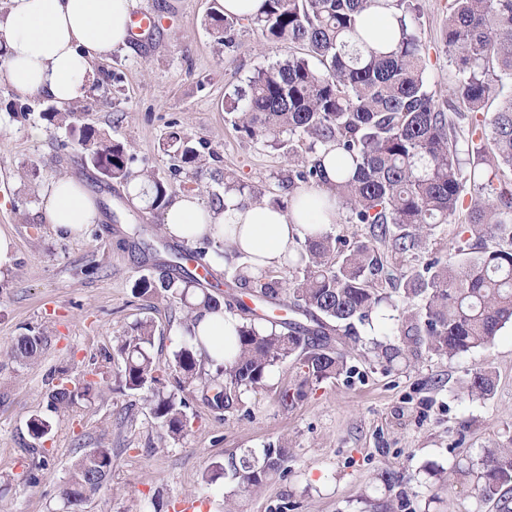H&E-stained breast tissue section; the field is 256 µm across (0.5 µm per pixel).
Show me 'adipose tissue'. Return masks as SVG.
Masks as SVG:
<instances>
[{"label":"adipose tissue","instance_id":"adipose-tissue-1","mask_svg":"<svg viewBox=\"0 0 512 512\" xmlns=\"http://www.w3.org/2000/svg\"><path fill=\"white\" fill-rule=\"evenodd\" d=\"M135 0H7L0 11V48L6 63L0 80L17 96L44 95L68 107L83 99L95 78V66L113 50L126 47L131 36ZM288 211L271 205L224 208L203 206L198 195L178 194L169 202L163 229L173 238L194 242L203 238L231 239L250 262L264 269L285 266L297 238L335 223V210L323 209V190L297 191ZM44 223L70 237L81 236L97 223L98 210L84 186L72 178L53 181L41 201ZM230 315L207 313L196 329L205 336L216 363L224 361V346L235 334Z\"/></svg>","mask_w":512,"mask_h":512}]
</instances>
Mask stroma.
I'll list each match as a JSON object with an SVG mask.
<instances>
[{
    "mask_svg": "<svg viewBox=\"0 0 512 512\" xmlns=\"http://www.w3.org/2000/svg\"><path fill=\"white\" fill-rule=\"evenodd\" d=\"M417 4L424 77L442 102L457 80L456 53L441 37L447 2ZM212 6L213 0H135L136 11L157 15L160 24L97 63L77 122L127 144L133 170L175 186L182 178L172 175L162 141L179 125L212 154L209 190L223 192L228 172L266 196L286 197L278 183L287 160L236 131L224 110L235 87L286 51L245 21L235 47L224 48L208 24ZM49 104L0 83V230L14 240L12 265L0 271V512H61L73 464L83 449L97 447L111 449L112 474L84 512H362L367 495L389 497L402 512H498L480 497L476 475L460 478L454 470L512 438L510 325L485 351L390 364L374 348L385 341V328L362 325L347 373L305 387L285 364L247 395L244 407L226 412L210 407L198 386L186 387L191 430L180 441H160L143 396L119 392L123 364L112 348L149 318L156 325L154 356L171 359L180 316L164 301L139 297L134 284L168 270L193 245L134 235L133 225L160 223V215L134 204L127 184L106 180L67 126L43 120ZM35 129L40 137H32ZM62 177L83 181L100 212L78 238L56 233L40 216L43 190ZM31 330L48 342L34 364L23 365L5 348ZM482 367L493 371L495 390L488 399H469L460 382ZM61 369L70 386L92 378L99 388L92 400L54 417L47 393ZM298 387L303 397L283 408L280 391ZM35 415L53 422L40 443L27 429ZM281 442L290 448L285 472L259 491L237 494L228 480L204 488L213 462ZM387 471L401 477L390 491L381 481Z\"/></svg>",
    "mask_w": 512,
    "mask_h": 512,
    "instance_id": "1",
    "label": "stroma"
}]
</instances>
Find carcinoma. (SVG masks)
Here are the masks:
<instances>
[{"mask_svg":"<svg viewBox=\"0 0 512 512\" xmlns=\"http://www.w3.org/2000/svg\"><path fill=\"white\" fill-rule=\"evenodd\" d=\"M447 10L442 39L456 51L459 79L454 98L441 105L426 85V47L413 24V0H263L248 18L266 40L288 49L286 58L257 70L224 103L237 131L267 139L288 160V199L269 204L289 207L297 190L323 189L346 210L347 222L365 225L368 234L355 242L327 231L305 235L288 257L287 281L236 266L234 281L252 284L263 301L288 303L304 321L263 322L241 310L231 340L234 357L218 366L194 324L204 312L233 313V295L218 298L179 265L139 279V295L160 298L184 316L180 344L166 364L152 353L156 327L149 319L117 337L113 347L124 364L119 388L149 391L146 402L161 440L178 441L191 428L180 395L185 386H199L211 407L229 410L244 406L243 396L263 388L271 370L288 362L299 366L305 384L334 378L348 370L357 325L378 316L392 322L393 342L381 346L389 363L487 349L512 325V90L504 92L501 83L504 75L512 78V0H448ZM376 11L390 13L397 25L395 42L386 48L360 23L363 14ZM210 19L217 40L234 47L239 18L214 13ZM497 97L498 109L485 115ZM461 106L469 113L465 129L450 116ZM79 140L104 177L120 183L135 178L134 156L123 143L90 127L80 129ZM326 147L337 152L340 177L334 182L320 157ZM166 148L190 174L191 185L182 189L202 194L203 155L191 139L174 127ZM141 176L151 208L164 212L172 185L148 171ZM229 194L241 207L263 203L264 193L226 174ZM445 224L469 234L474 244L459 245L448 256L428 253V242ZM211 247L223 254L232 244L206 238L190 259L203 260ZM397 257L415 265L397 275ZM44 341L33 331L22 334L8 353L26 364ZM494 387L489 368L471 372L463 383L471 398L487 399ZM94 391L93 381L71 389L60 380L50 389L49 405L64 414ZM27 429L42 440L52 423L33 416ZM289 453L282 443L260 455L246 449L212 463L203 482L228 479L235 491L252 493L284 470ZM111 471L112 449L85 450L60 493L63 512H83ZM477 489L499 512H512V439L485 449Z\"/></svg>","mask_w":512,"mask_h":512,"instance_id":"1","label":"carcinoma"}]
</instances>
